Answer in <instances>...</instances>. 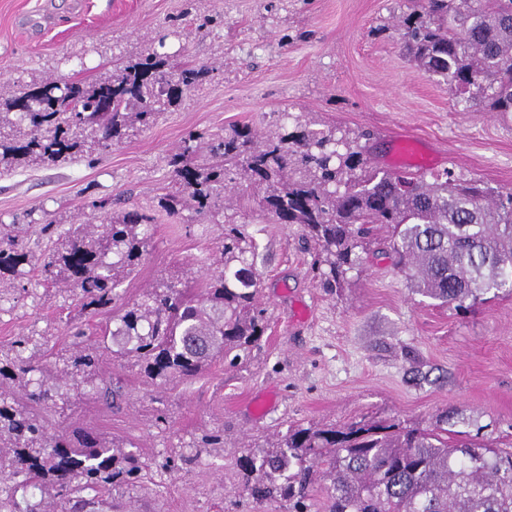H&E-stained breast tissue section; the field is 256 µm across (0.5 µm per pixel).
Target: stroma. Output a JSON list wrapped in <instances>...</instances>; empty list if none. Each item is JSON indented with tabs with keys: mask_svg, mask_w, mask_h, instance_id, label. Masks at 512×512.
Returning a JSON list of instances; mask_svg holds the SVG:
<instances>
[{
	"mask_svg": "<svg viewBox=\"0 0 512 512\" xmlns=\"http://www.w3.org/2000/svg\"><path fill=\"white\" fill-rule=\"evenodd\" d=\"M412 0H0V98L47 77H105L157 39L164 18L208 16L198 32L178 25L170 53L213 66L152 128L131 131L104 153L29 162L0 174V230L28 232L33 251L50 246L41 225L59 229L112 215L111 205L153 216L149 254L120 291L141 294L171 269L201 280L222 237V217L193 208L169 216L158 201L172 186L169 156L187 133L203 138L235 124L276 130L283 113L368 131L375 165L391 168L390 135L433 140L441 169L512 191V113L462 101L448 83L409 57L399 17ZM240 219L255 243L267 331L246 363H214L171 389L145 385L114 362L121 382L114 409L87 402L84 425L134 444L147 467L139 489L114 491L133 512H284L255 509L237 489L244 445L291 425L341 424L361 417L433 424L488 441H512V293L485 294L460 310L414 290L385 244L365 242L361 266L329 293L311 272L313 254L297 224H276L257 203ZM0 312V343L35 331L63 346L77 308L61 297L15 290ZM220 430V448L193 449Z\"/></svg>",
	"mask_w": 512,
	"mask_h": 512,
	"instance_id": "1",
	"label": "stroma"
}]
</instances>
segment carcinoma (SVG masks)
<instances>
[{
	"instance_id": "1",
	"label": "carcinoma",
	"mask_w": 512,
	"mask_h": 512,
	"mask_svg": "<svg viewBox=\"0 0 512 512\" xmlns=\"http://www.w3.org/2000/svg\"><path fill=\"white\" fill-rule=\"evenodd\" d=\"M400 28L428 74L494 112H512V0H417ZM209 73L154 50L92 83L37 84L0 102L26 126L0 135V163L107 151L153 125ZM281 128L260 141L255 128L231 126L206 157L187 134L168 161L174 190L159 206L172 216L188 200L203 216L235 213L249 202L231 186L239 171L275 223L304 227L317 249L315 276L330 291L343 287L377 228L389 233L395 267L429 298L464 309L512 288V192L446 172L383 170L361 143L368 132L339 136L299 116ZM152 221L125 210L71 226L40 254L16 239L0 247V302L5 282L29 275L88 318L112 314L100 336L67 323L73 340L60 350L35 334L0 345V512H94L96 500L140 482L145 465L132 444L67 423L65 410L87 387L107 407L123 396L122 386L99 377L106 361L128 362L162 388L218 359L242 364L260 347L267 323L250 260L255 245L232 218L201 287H186L174 272L123 297L118 287L148 255ZM447 423L444 410L425 427L396 419L290 427L244 446L239 486L255 506L279 502L287 512H310L317 489L325 512H512V449L450 436Z\"/></svg>"
}]
</instances>
